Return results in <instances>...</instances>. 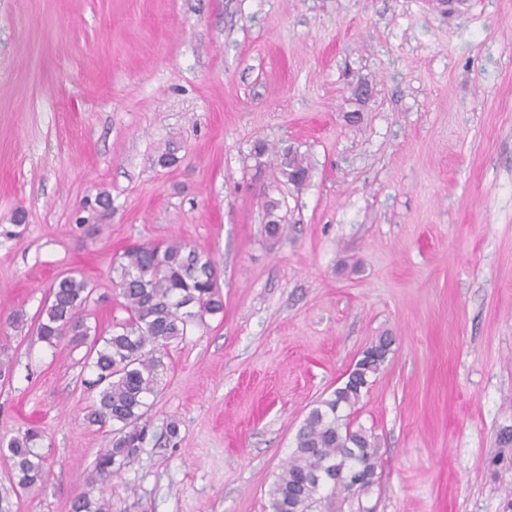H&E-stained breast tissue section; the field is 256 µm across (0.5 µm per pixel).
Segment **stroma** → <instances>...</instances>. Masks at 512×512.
<instances>
[{
  "label": "stroma",
  "instance_id": "1",
  "mask_svg": "<svg viewBox=\"0 0 512 512\" xmlns=\"http://www.w3.org/2000/svg\"><path fill=\"white\" fill-rule=\"evenodd\" d=\"M171 239L212 255L224 311L168 346L104 481L85 350L35 320L74 272L108 330L113 257ZM380 336L352 416L374 482L314 512H512V0H0V435L40 431L50 469L16 512L82 491L268 512L305 416ZM281 173L289 182L297 187L302 186L309 177V167L302 157L288 151L284 158Z\"/></svg>",
  "mask_w": 512,
  "mask_h": 512
}]
</instances>
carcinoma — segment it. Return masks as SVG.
Wrapping results in <instances>:
<instances>
[{
  "instance_id": "1",
  "label": "carcinoma",
  "mask_w": 512,
  "mask_h": 512,
  "mask_svg": "<svg viewBox=\"0 0 512 512\" xmlns=\"http://www.w3.org/2000/svg\"><path fill=\"white\" fill-rule=\"evenodd\" d=\"M281 173L300 187L309 167L296 154H286ZM118 296L127 317L112 323L104 336L90 337L86 307L93 288L73 273L60 276L50 286L48 302L37 318L39 339L50 346L66 339L76 347L88 344L85 364L97 390L86 419L115 435L112 447L97 459L102 478L116 473L114 466L129 463L144 440L141 421L150 408L165 370L164 350L188 335L208 314L224 310L218 289L220 272L210 255L188 244L169 240L130 248L113 261ZM392 339L380 336L366 348L346 381L330 397L313 407L295 436L294 449L269 489L270 512H312L320 490L360 494L373 483L378 467V443L372 431L353 425L350 411L360 403L391 352ZM41 434L28 429L9 440L0 439V454L9 463L12 485L29 490L47 480L44 456L36 452ZM361 474L354 487L327 479L336 464ZM104 498L89 493L75 496L70 512H108Z\"/></svg>"
}]
</instances>
